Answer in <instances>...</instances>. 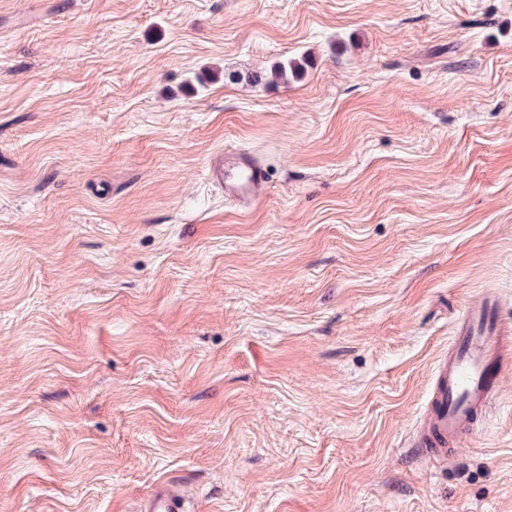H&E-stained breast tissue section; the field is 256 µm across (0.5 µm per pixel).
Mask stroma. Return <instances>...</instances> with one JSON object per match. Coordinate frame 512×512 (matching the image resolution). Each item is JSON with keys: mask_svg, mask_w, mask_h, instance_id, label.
Returning a JSON list of instances; mask_svg holds the SVG:
<instances>
[{"mask_svg": "<svg viewBox=\"0 0 512 512\" xmlns=\"http://www.w3.org/2000/svg\"><path fill=\"white\" fill-rule=\"evenodd\" d=\"M485 304L512 0H0V512H512V375L415 441ZM207 177L224 189L230 200L254 203L264 193L267 178L261 165L248 153L220 155L209 162ZM150 503L148 512H182V496L176 491L156 487L147 496Z\"/></svg>", "mask_w": 512, "mask_h": 512, "instance_id": "1", "label": "stroma"}]
</instances>
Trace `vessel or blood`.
<instances>
[{"instance_id": "1", "label": "vessel or blood", "mask_w": 512, "mask_h": 512, "mask_svg": "<svg viewBox=\"0 0 512 512\" xmlns=\"http://www.w3.org/2000/svg\"><path fill=\"white\" fill-rule=\"evenodd\" d=\"M207 176L223 188L225 197L244 203L258 200L267 185L264 169L245 152L210 161ZM510 371L512 361L506 358L491 307L469 312L453 353L437 370L427 425L434 458L445 457L447 442L461 441L493 388ZM148 501V512H182V496L169 488L152 489Z\"/></svg>"}]
</instances>
